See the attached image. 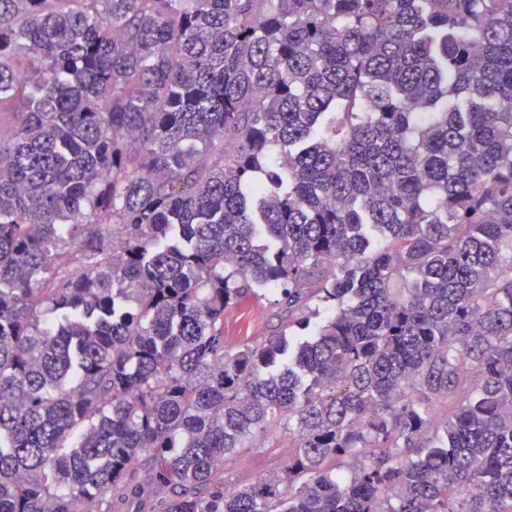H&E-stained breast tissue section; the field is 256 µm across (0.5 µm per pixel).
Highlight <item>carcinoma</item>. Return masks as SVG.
<instances>
[{"mask_svg":"<svg viewBox=\"0 0 512 512\" xmlns=\"http://www.w3.org/2000/svg\"><path fill=\"white\" fill-rule=\"evenodd\" d=\"M0 112V512H512V0H0ZM277 308L267 299L234 307L224 316V336L232 343L266 334L277 323ZM281 448H267L259 444L224 461V481L228 486L244 483L276 468L278 461L288 454V441L279 440Z\"/></svg>","mask_w":512,"mask_h":512,"instance_id":"carcinoma-1","label":"carcinoma"}]
</instances>
